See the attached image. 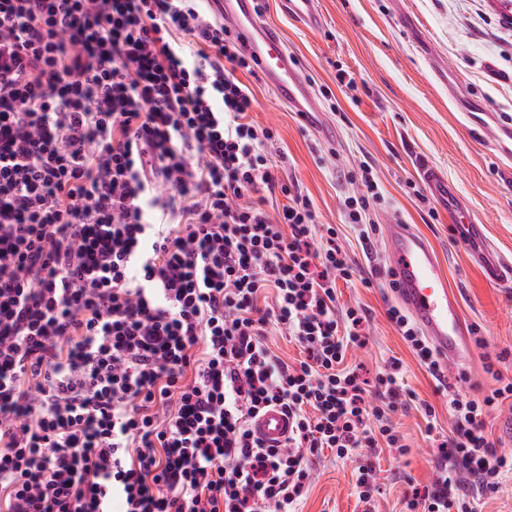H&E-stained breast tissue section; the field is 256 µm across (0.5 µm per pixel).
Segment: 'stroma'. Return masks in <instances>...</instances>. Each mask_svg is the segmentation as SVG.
<instances>
[{"mask_svg":"<svg viewBox=\"0 0 512 512\" xmlns=\"http://www.w3.org/2000/svg\"><path fill=\"white\" fill-rule=\"evenodd\" d=\"M319 29L292 22L280 0H260L261 22L277 30L299 63L334 143L318 138L272 88L246 72L237 77L253 89L251 119L277 130L270 151L283 182L307 194L317 220L339 227L338 242L356 273L340 284L343 307L367 315L368 343L347 360L374 378L399 359V384L407 410L394 420L407 446L405 456L385 452L377 464L382 493L364 504L356 489L357 463L324 453L299 512H403L412 488L430 485L450 428L446 387L460 372L472 398L512 381V279L492 284L432 199L422 166L440 169L459 190L496 257L512 263V7L500 0H318ZM353 80L336 86L337 70ZM333 100H326L324 90ZM370 166L380 198L368 218L375 231L363 252L355 225L345 223L343 202L361 193L363 166ZM409 224L425 236L448 275L470 337L482 338L463 370L445 369L433 379L392 324L386 310L396 299L388 286L383 228ZM496 359L486 373V356ZM435 409L428 424L420 403Z\"/></svg>","mask_w":512,"mask_h":512,"instance_id":"obj_1","label":"stroma"}]
</instances>
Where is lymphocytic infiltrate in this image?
<instances>
[{
	"mask_svg": "<svg viewBox=\"0 0 512 512\" xmlns=\"http://www.w3.org/2000/svg\"><path fill=\"white\" fill-rule=\"evenodd\" d=\"M239 69L211 0H0V512H298L327 449L361 458L367 503L378 449L406 453L399 367L370 384L347 364L366 342L338 305L351 260L282 183ZM511 397L449 395L409 512H475L512 480L485 432ZM270 407L292 422L277 448L251 429Z\"/></svg>",
	"mask_w": 512,
	"mask_h": 512,
	"instance_id": "1",
	"label": "lymphocytic infiltrate"
}]
</instances>
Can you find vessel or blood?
Instances as JSON below:
<instances>
[{"instance_id":"1","label":"vessel or blood","mask_w":512,"mask_h":512,"mask_svg":"<svg viewBox=\"0 0 512 512\" xmlns=\"http://www.w3.org/2000/svg\"><path fill=\"white\" fill-rule=\"evenodd\" d=\"M283 2L290 18L310 28L319 26L316 0ZM222 11L225 26L258 63L263 78L279 98L324 139H333V131L319 120L320 109L294 56L278 34L259 22L258 0H223ZM421 177L426 189L456 224L460 240L471 247V256L486 278L496 282L511 275V267L491 259L484 249L481 225L465 222V208L455 187L431 166L423 167ZM385 241L394 292L433 351L448 362L474 356L459 303L448 289L447 276L428 240L411 225L389 224L385 227ZM252 430L265 445L275 447L287 437L290 423L280 409L270 408L254 418Z\"/></svg>"}]
</instances>
